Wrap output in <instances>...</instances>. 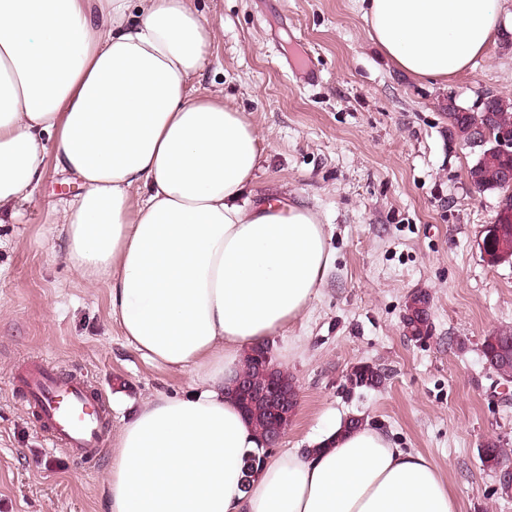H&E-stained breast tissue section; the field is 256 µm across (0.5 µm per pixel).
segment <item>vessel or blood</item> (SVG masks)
<instances>
[{
    "instance_id": "obj_1",
    "label": "vessel or blood",
    "mask_w": 512,
    "mask_h": 512,
    "mask_svg": "<svg viewBox=\"0 0 512 512\" xmlns=\"http://www.w3.org/2000/svg\"><path fill=\"white\" fill-rule=\"evenodd\" d=\"M15 387L32 404L40 430L56 449L85 464L98 460L110 411L83 373L32 360L18 371Z\"/></svg>"
}]
</instances>
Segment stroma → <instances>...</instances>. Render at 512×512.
<instances>
[{"label":"stroma","instance_id":"1","mask_svg":"<svg viewBox=\"0 0 512 512\" xmlns=\"http://www.w3.org/2000/svg\"><path fill=\"white\" fill-rule=\"evenodd\" d=\"M194 5L216 30L194 94L250 115L264 144L254 191L313 206L334 256L311 307L268 341L299 392L279 451L311 447L332 416L359 417L429 457L458 512H512L479 459L490 440L512 449V386L480 352L486 336L512 330V262L480 253L500 196L472 188L474 157L448 133L449 101L512 99V0H498L485 53L445 82L398 70L371 41L359 0ZM310 58L312 79L300 71ZM79 191L46 163L22 223L0 222V512H106L102 481L122 423L143 400L194 385L192 372L131 347L106 288L87 287L65 260L54 209ZM419 292L432 331L416 341L402 317ZM36 357L105 391L112 423L96 465L52 449L14 389L18 365ZM360 363L381 369L383 386L346 391Z\"/></svg>","mask_w":512,"mask_h":512}]
</instances>
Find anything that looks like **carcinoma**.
Listing matches in <instances>:
<instances>
[{
  "label": "carcinoma",
  "instance_id": "carcinoma-1",
  "mask_svg": "<svg viewBox=\"0 0 512 512\" xmlns=\"http://www.w3.org/2000/svg\"><path fill=\"white\" fill-rule=\"evenodd\" d=\"M477 127H492L497 130L512 129V101L492 96L488 102L475 110L460 106L448 109V132L462 142L470 139L471 131ZM473 167L478 172L475 189L479 192L491 191L502 194L499 210L493 228H488L485 235L493 236L490 249L499 246L500 238L512 245V190L505 185V172L512 170V157L501 153L476 151ZM429 297L425 293H417L407 307L403 316V327L414 336H427L431 331L428 313ZM269 346L262 345L252 349L238 373L247 376L258 386L275 380L281 387L290 391L295 389V382L287 370L274 364L273 360L263 355ZM484 358L494 361L493 368L502 380L512 379V341L501 331L485 337L481 345ZM245 416L252 422L256 431L266 441L269 438L273 416L268 405L260 400L248 402ZM484 465L505 463L508 461V450L498 440L489 441L481 449Z\"/></svg>",
  "mask_w": 512,
  "mask_h": 512
}]
</instances>
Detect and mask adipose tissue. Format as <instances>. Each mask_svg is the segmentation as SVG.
Returning <instances> with one entry per match:
<instances>
[{
	"label": "adipose tissue",
	"mask_w": 512,
	"mask_h": 512,
	"mask_svg": "<svg viewBox=\"0 0 512 512\" xmlns=\"http://www.w3.org/2000/svg\"><path fill=\"white\" fill-rule=\"evenodd\" d=\"M401 71L445 80L494 38L497 0H362ZM215 28L191 0H0V214L45 159L79 182L57 219L65 258L106 286L126 341L191 392L144 400L104 477L108 512H456L439 469L369 425L267 459L225 394L249 349L298 318L333 262L314 208L252 193L261 137L196 96Z\"/></svg>",
	"instance_id": "adipose-tissue-1"
}]
</instances>
